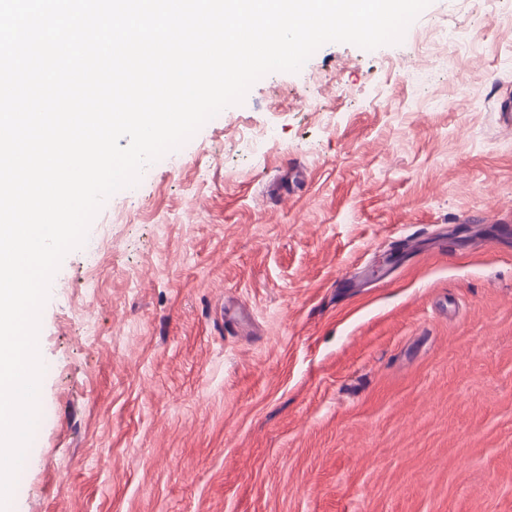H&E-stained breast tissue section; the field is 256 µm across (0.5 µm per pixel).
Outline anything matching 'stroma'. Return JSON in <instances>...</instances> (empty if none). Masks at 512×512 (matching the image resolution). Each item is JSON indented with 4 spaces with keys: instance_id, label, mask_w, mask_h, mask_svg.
<instances>
[{
    "instance_id": "stroma-1",
    "label": "stroma",
    "mask_w": 512,
    "mask_h": 512,
    "mask_svg": "<svg viewBox=\"0 0 512 512\" xmlns=\"http://www.w3.org/2000/svg\"><path fill=\"white\" fill-rule=\"evenodd\" d=\"M507 95L512 0H431L145 166L52 279L7 512H512Z\"/></svg>"
}]
</instances>
